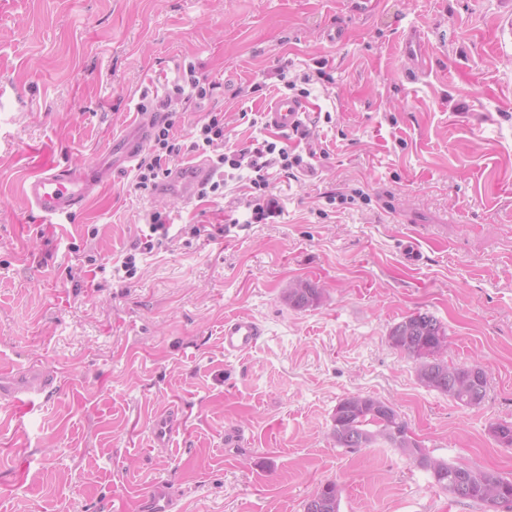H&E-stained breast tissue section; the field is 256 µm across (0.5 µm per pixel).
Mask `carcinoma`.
<instances>
[{
  "label": "carcinoma",
  "mask_w": 512,
  "mask_h": 512,
  "mask_svg": "<svg viewBox=\"0 0 512 512\" xmlns=\"http://www.w3.org/2000/svg\"><path fill=\"white\" fill-rule=\"evenodd\" d=\"M320 295L321 289L309 281H303L301 287L289 288L286 292L288 303L295 309L313 305ZM389 335L396 338L394 349L416 361V376L424 387L464 406L474 405L466 379L476 364L454 365V371L461 378V386L456 390L448 388V368L444 367L445 361L435 357L433 350L434 337L447 335V330L433 315L426 312L416 316L410 314L394 325ZM397 432L409 433L407 422L392 405L380 399L352 395L336 406L331 436L340 448H358L385 437L390 439ZM403 455L421 468H432L430 478L433 484L445 491L462 477L465 481L463 498L481 503L488 512L512 509V480L494 471L469 468L441 459L431 461L422 453L420 443L403 449ZM340 503V487L328 482L306 500L304 512H340Z\"/></svg>",
  "instance_id": "obj_1"
}]
</instances>
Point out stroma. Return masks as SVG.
Returning <instances> with one entry per match:
<instances>
[{
  "instance_id": "1",
  "label": "stroma",
  "mask_w": 512,
  "mask_h": 512,
  "mask_svg": "<svg viewBox=\"0 0 512 512\" xmlns=\"http://www.w3.org/2000/svg\"><path fill=\"white\" fill-rule=\"evenodd\" d=\"M502 0H0V373L36 362L60 386L34 414L0 410V512H304L324 483L340 512H484L455 500L385 443L338 447V402L391 403L433 457L512 478V42ZM424 70L401 51L408 26ZM339 32L329 41V32ZM326 61L307 122L327 149L316 174L280 178L273 224L230 225L225 199L185 204L106 174L70 218L45 219L20 184L43 167L100 163L143 96L183 62L213 83L230 143L278 97L272 73ZM370 196L341 208L326 193ZM170 217L166 247L130 251L146 211ZM198 224L224 234L193 236ZM416 243L417 264L403 249ZM297 279L319 302L291 307ZM434 315L450 362L479 361L484 402L422 386L391 326ZM255 319L249 353H224V319ZM185 419L157 448L150 419ZM239 442L224 443L227 427Z\"/></svg>"
}]
</instances>
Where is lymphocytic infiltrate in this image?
Returning <instances> with one entry per match:
<instances>
[{"mask_svg":"<svg viewBox=\"0 0 512 512\" xmlns=\"http://www.w3.org/2000/svg\"><path fill=\"white\" fill-rule=\"evenodd\" d=\"M213 89V84L198 76L195 65L187 63L171 89L158 98L155 105L140 104V111L153 107L161 112L162 118L154 125L147 155L136 167L134 187L143 192L155 190L189 150L207 157L216 170L215 178L200 189V197H223L229 182H241L244 192L235 198L233 205L240 210L243 223H273L282 213L280 202L272 191L277 176L293 178L302 172L313 171L314 160L328 159L329 154L316 148L311 131L304 124L293 131L294 136L305 143L301 152H292L287 146L266 139L225 151L224 115L220 112L208 113L201 124L195 125L190 143H181L177 136L181 115L175 110V103L206 99ZM169 229L162 213L153 210L145 213L144 227L119 266L124 278L135 276L137 256L152 253L168 242Z\"/></svg>","mask_w":512,"mask_h":512,"instance_id":"obj_1","label":"lymphocytic infiltrate"}]
</instances>
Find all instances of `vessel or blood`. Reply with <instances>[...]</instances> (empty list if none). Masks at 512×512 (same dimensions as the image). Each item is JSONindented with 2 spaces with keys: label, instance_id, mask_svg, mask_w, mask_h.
<instances>
[{
  "label": "vessel or blood",
  "instance_id": "vessel-or-blood-1",
  "mask_svg": "<svg viewBox=\"0 0 512 512\" xmlns=\"http://www.w3.org/2000/svg\"><path fill=\"white\" fill-rule=\"evenodd\" d=\"M307 115L305 104L292 97L281 96L267 107L264 118L267 127L288 132ZM157 115L140 113L133 128L115 138L109 148L106 166L109 170L132 169L139 159L150 128ZM214 175L212 165L204 160L173 169L160 192H175L183 201H191L202 184ZM100 182L95 167L73 170L50 166L28 177L21 184V193L28 206L46 217H70L79 211ZM262 331L252 319L228 317L224 320V352L239 355L254 348ZM58 388L57 377L37 365H29L0 376V406L10 408L22 417L30 413L38 400L48 397ZM182 422L173 410H164L151 419V434L158 445L170 447L179 435Z\"/></svg>",
  "mask_w": 512,
  "mask_h": 512
}]
</instances>
